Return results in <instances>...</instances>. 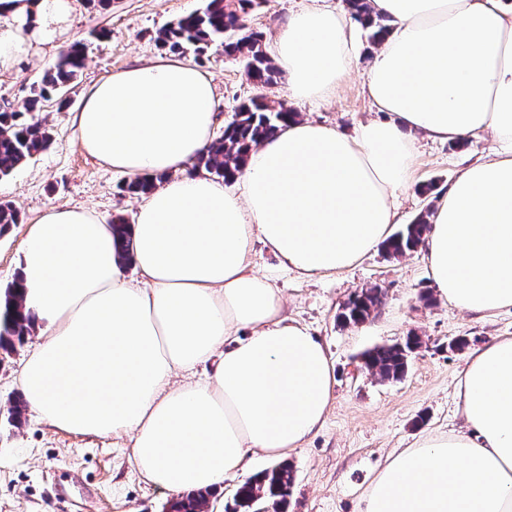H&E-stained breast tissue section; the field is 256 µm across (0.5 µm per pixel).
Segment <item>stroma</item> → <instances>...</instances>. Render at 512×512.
Listing matches in <instances>:
<instances>
[{
	"label": "stroma",
	"mask_w": 512,
	"mask_h": 512,
	"mask_svg": "<svg viewBox=\"0 0 512 512\" xmlns=\"http://www.w3.org/2000/svg\"><path fill=\"white\" fill-rule=\"evenodd\" d=\"M311 0H264L247 15L249 29L272 41L289 15ZM205 0H75L67 27L53 42L35 44L29 57L0 74V103L15 106L30 97L34 84L59 51L85 45V65L62 97L42 103L39 119L50 140L46 149L11 174L0 175V201L13 204L21 221L0 235V289L18 276L21 244L33 224L56 206L86 207L105 224L118 216L134 221L141 196L125 190L127 176L88 155L72 125L83 94L112 72L161 55L156 37L179 18L201 10ZM373 46L360 41L351 68L326 101L291 100L288 80L260 88L250 82L240 57L214 43L202 52L187 49L215 84L214 137L240 103L263 95L286 102L300 117L351 134L376 113L364 92ZM491 137L468 138L458 147L445 141L419 142L414 183L396 201L401 223H411L434 204L469 164L494 149ZM257 270L277 272L289 317L310 327L334 366L336 385L325 424L287 461L295 484L286 512H358L359 497L394 451L435 431L463 428L457 383L471 348L512 336V311L479 318L435 297L423 251L390 257L375 248L355 266L335 274L300 277L278 272V261L255 244ZM383 291L378 313L360 325L340 324L336 315L355 293L371 286ZM432 302H425L423 294ZM420 336L405 376L383 380L364 368L361 357L373 347ZM465 337L458 350L449 343ZM31 343L16 346L0 360V512H166L173 495L144 482L130 460L129 438L70 434L44 423L30 409L10 424L9 412L21 394L17 375Z\"/></svg>",
	"instance_id": "obj_1"
}]
</instances>
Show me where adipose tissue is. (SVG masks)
Masks as SVG:
<instances>
[{"instance_id":"1","label":"adipose tissue","mask_w":512,"mask_h":512,"mask_svg":"<svg viewBox=\"0 0 512 512\" xmlns=\"http://www.w3.org/2000/svg\"><path fill=\"white\" fill-rule=\"evenodd\" d=\"M75 0H0V70L54 40ZM391 28L367 71L385 120L355 135L294 120L251 151L238 191L190 171L212 141L211 78L161 56L94 84L73 116L83 149L132 178L158 177L131 226L136 278L111 225L84 208L31 224L18 288L39 343L18 371L56 429L129 436L144 480L217 489L252 456L280 458L323 426L334 373L273 279L262 243L300 275L348 269L398 221L417 138L499 145L432 210L424 257L440 297L479 317L512 309V0H371ZM343 11L304 7L270 49L299 101L333 96L355 53ZM204 378H196L198 367ZM464 430L393 455L358 512H512V336L460 373Z\"/></svg>"}]
</instances>
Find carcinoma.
Returning <instances> with one entry per match:
<instances>
[{
    "mask_svg": "<svg viewBox=\"0 0 512 512\" xmlns=\"http://www.w3.org/2000/svg\"><path fill=\"white\" fill-rule=\"evenodd\" d=\"M262 3L263 0H206L202 10L161 29L157 41L171 52H180L189 46L201 51L218 42L224 47V54L241 56L245 62L246 76L254 84L265 87L276 81L279 71L265 50L263 34L248 29L244 23V17ZM346 4L354 20L368 32L369 43L377 45L389 29L387 20L373 15L369 0H346ZM84 62L83 44L75 42L69 45L59 52L40 84L33 89V96L23 106L0 107V175L10 174L47 147L49 133L40 122L27 118V115L37 111L41 100L70 85L84 67ZM296 116L297 113L286 103L272 104L261 95L241 103L235 108L232 120L224 125V135L194 160V168H203L227 182L233 180L250 151L274 135L282 125L296 119ZM154 187L153 178H135L127 183L126 191L137 195L148 194ZM428 218L429 213L426 212L388 237L382 243L385 253L398 257L415 251L429 232ZM17 223V210L8 202H0V234ZM112 229L121 258L127 263L132 262L133 243L129 224L125 218L117 217L112 220ZM380 304L381 292L370 288L350 299L341 318L345 323L364 321L372 316ZM30 332L32 328L23 313L22 299L10 286L5 290V305L0 306V349H13ZM369 362L380 376L391 379L400 378L408 365L394 345L374 348ZM293 482V470L286 463L266 469L239 488L238 506L248 510L252 500L259 497L275 509H282ZM208 497L209 491L197 490L173 502L170 508L172 512H204Z\"/></svg>",
    "mask_w": 512,
    "mask_h": 512,
    "instance_id": "1",
    "label": "carcinoma"
}]
</instances>
